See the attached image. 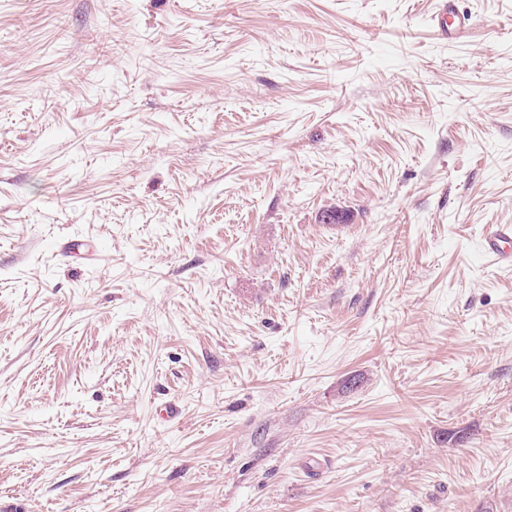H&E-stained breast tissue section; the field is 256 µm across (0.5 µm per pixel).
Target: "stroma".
<instances>
[{"mask_svg":"<svg viewBox=\"0 0 512 512\" xmlns=\"http://www.w3.org/2000/svg\"><path fill=\"white\" fill-rule=\"evenodd\" d=\"M453 3L0 0V512H512V0ZM485 253L501 266H512V225L497 224L490 227L483 240Z\"/></svg>","mask_w":512,"mask_h":512,"instance_id":"1","label":"stroma"}]
</instances>
